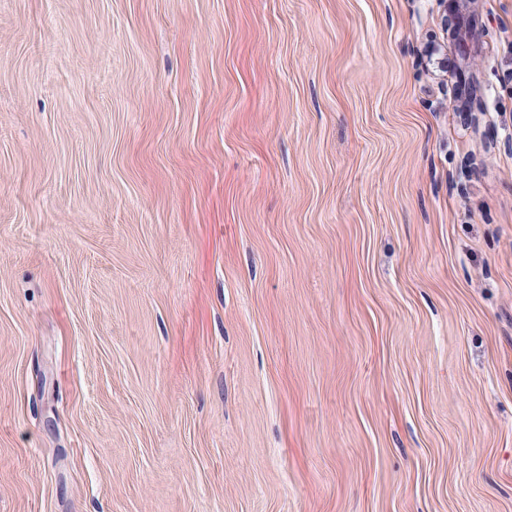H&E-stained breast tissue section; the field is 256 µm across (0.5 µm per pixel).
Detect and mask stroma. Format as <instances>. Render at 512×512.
<instances>
[{"label":"stroma","instance_id":"35a3bbf8","mask_svg":"<svg viewBox=\"0 0 512 512\" xmlns=\"http://www.w3.org/2000/svg\"><path fill=\"white\" fill-rule=\"evenodd\" d=\"M0 0V512H512V0ZM445 13V29L448 37V13L455 34V46L463 67L471 68L476 64L475 24L469 10L471 0H437Z\"/></svg>","mask_w":512,"mask_h":512}]
</instances>
